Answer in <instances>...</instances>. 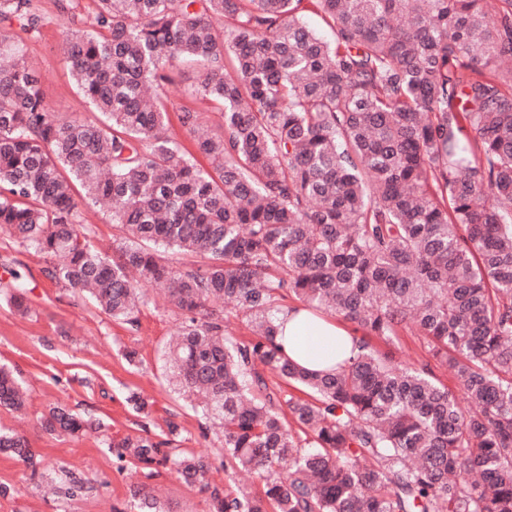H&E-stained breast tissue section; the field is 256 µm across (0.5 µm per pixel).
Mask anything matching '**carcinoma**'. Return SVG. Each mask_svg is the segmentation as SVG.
I'll list each match as a JSON object with an SVG mask.
<instances>
[{
	"instance_id": "obj_1",
	"label": "carcinoma",
	"mask_w": 512,
	"mask_h": 512,
	"mask_svg": "<svg viewBox=\"0 0 512 512\" xmlns=\"http://www.w3.org/2000/svg\"><path fill=\"white\" fill-rule=\"evenodd\" d=\"M91 2L56 0L98 121L44 97L25 51L38 0H0V228L130 327L143 286L165 288L172 383L212 422L202 433H222L227 476L262 489L212 484V458L174 447L171 420L110 439L112 455L148 479L174 472L208 512H512V0ZM185 64L200 69L186 93L219 114L204 129L181 111L191 152L165 94ZM78 188L120 226L112 253L85 233ZM289 298L353 325L338 370L284 353ZM228 302L253 338L227 334ZM408 326L428 353L416 364L371 344ZM25 404L1 365L0 406ZM41 427L93 423L55 406ZM0 454L44 477L16 430L0 428ZM88 484L70 474L53 493L65 504ZM114 510L169 512L146 484Z\"/></svg>"
}]
</instances>
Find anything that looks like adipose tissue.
I'll return each mask as SVG.
<instances>
[{
	"label": "adipose tissue",
	"mask_w": 512,
	"mask_h": 512,
	"mask_svg": "<svg viewBox=\"0 0 512 512\" xmlns=\"http://www.w3.org/2000/svg\"><path fill=\"white\" fill-rule=\"evenodd\" d=\"M278 339L299 366L313 372L335 369L343 351L352 349L349 332L333 318L297 305L277 321Z\"/></svg>",
	"instance_id": "adipose-tissue-1"
}]
</instances>
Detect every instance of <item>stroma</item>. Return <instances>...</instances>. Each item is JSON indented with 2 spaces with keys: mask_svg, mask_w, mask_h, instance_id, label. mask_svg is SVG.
I'll list each match as a JSON object with an SVG mask.
<instances>
[{
  "mask_svg": "<svg viewBox=\"0 0 512 512\" xmlns=\"http://www.w3.org/2000/svg\"><path fill=\"white\" fill-rule=\"evenodd\" d=\"M48 17L40 35L28 40L27 55L41 73L42 87L52 110L67 119L92 121L91 112L74 87L63 54V38L69 25L56 12L55 0H39ZM190 68H182L169 86L170 129L184 147L192 142L179 123L181 108L212 116L211 104L184 93L192 83ZM44 260L0 230V364L17 369L29 395L24 413L0 407V426L24 433L38 448L49 469H62L90 479L83 496L67 505L68 512H113L131 485L144 482L140 468L119 464L105 446L108 438L155 428L163 420L180 427L179 445L213 457L210 480L227 485L219 457L220 439L203 434L199 410L175 394L167 382L163 353L178 320L163 306L155 289L138 315L136 330L113 321L86 298L62 291L47 279ZM23 292L27 313L18 312L9 297ZM135 351L136 363H128L127 351ZM146 397L150 406L139 411L128 403L129 392ZM61 404L94 426L76 435H51L40 420L50 406ZM0 512H58L46 486L34 483L22 464L0 455Z\"/></svg>",
  "mask_w": 512,
  "mask_h": 512,
  "instance_id": "35a3bbf8",
  "label": "stroma"
}]
</instances>
